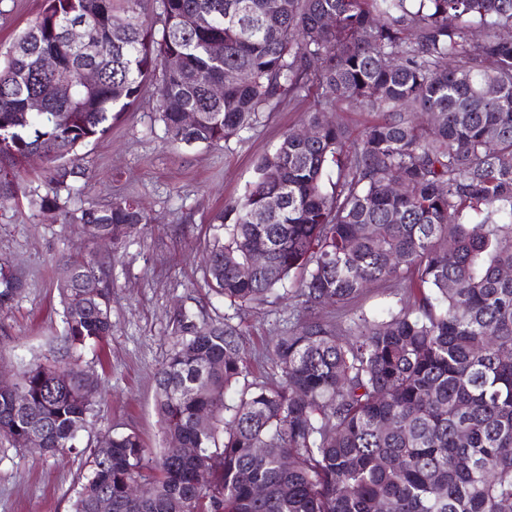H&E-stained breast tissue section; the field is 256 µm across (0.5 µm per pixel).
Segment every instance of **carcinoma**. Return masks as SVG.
<instances>
[{
    "instance_id": "carcinoma-1",
    "label": "carcinoma",
    "mask_w": 512,
    "mask_h": 512,
    "mask_svg": "<svg viewBox=\"0 0 512 512\" xmlns=\"http://www.w3.org/2000/svg\"><path fill=\"white\" fill-rule=\"evenodd\" d=\"M159 2L154 22L144 0H46L15 38L0 60V204L16 161L40 152L31 205L115 244L152 217L130 198L70 206L88 178L78 150L111 133L149 77L185 144H227L312 93L305 125L319 136L283 134L205 253L230 306L281 299L293 278L303 317L274 342V373L255 376L229 320L181 313L156 373L165 446L116 433L91 449L73 512H96L100 494L112 512H512V0ZM352 104L377 115L355 138L333 117ZM185 112L199 121L183 134ZM259 243L269 265L241 275ZM68 270L63 340L98 345L112 333L105 263L76 256ZM388 282L411 304L379 319L357 308ZM20 288L0 263V306ZM327 306L351 308L347 333L320 319ZM19 384L23 404L0 392V445L38 434L52 455L75 448L99 382L66 353L22 367Z\"/></svg>"
}]
</instances>
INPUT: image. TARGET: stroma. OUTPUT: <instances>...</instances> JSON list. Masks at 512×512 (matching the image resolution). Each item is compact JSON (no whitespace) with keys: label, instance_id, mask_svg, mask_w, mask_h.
<instances>
[{"label":"stroma","instance_id":"35a3bbf8","mask_svg":"<svg viewBox=\"0 0 512 512\" xmlns=\"http://www.w3.org/2000/svg\"><path fill=\"white\" fill-rule=\"evenodd\" d=\"M43 7L44 0H0V53ZM309 105L306 97L280 103L228 144L188 146L171 142L155 110L154 89L145 86L138 105L114 122L108 137L80 150L90 178L73 206L104 207L131 197L154 219L114 245L90 239L82 225L34 210L29 199L43 182L45 164L36 157L19 162L14 195L0 208V261L23 286L0 308V368L14 377L22 365L57 356L63 331L58 285L76 254L108 260L112 334L80 355L82 369L101 383L81 452L54 457L36 448L0 447V512H73L89 472L84 450L112 434L134 432L150 447L162 446L155 374L178 339L181 311L200 322L231 318L243 332L252 371L271 372L272 345L295 321L297 308L283 300L235 314L211 290L203 255L216 216L243 196L258 161L281 136L301 128Z\"/></svg>","mask_w":512,"mask_h":512}]
</instances>
